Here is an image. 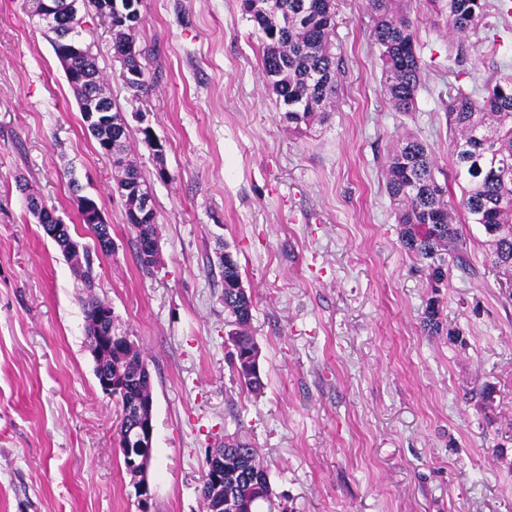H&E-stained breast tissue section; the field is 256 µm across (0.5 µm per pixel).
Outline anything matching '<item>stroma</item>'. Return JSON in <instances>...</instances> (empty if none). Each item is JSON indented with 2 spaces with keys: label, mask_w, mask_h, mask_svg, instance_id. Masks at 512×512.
<instances>
[{
  "label": "stroma",
  "mask_w": 512,
  "mask_h": 512,
  "mask_svg": "<svg viewBox=\"0 0 512 512\" xmlns=\"http://www.w3.org/2000/svg\"><path fill=\"white\" fill-rule=\"evenodd\" d=\"M411 2L425 67L415 111H396L382 88L366 0H334L335 107L299 131L266 86L240 0H142L130 32L139 91L108 22L85 12L81 41L153 193L161 258L147 270L119 173L49 34L30 0H0V512H140L120 411L87 348L81 279L30 215V192L81 243L113 334L151 374L150 512H205V459L233 435L257 449L285 512H512V271L488 261L480 225L460 224L468 267H449L444 331L427 335V272L405 252L384 186L388 152L411 133L457 206L448 95L512 74V16L487 0L460 62L444 20ZM80 194L110 224V253L80 222ZM227 251L255 303L257 397L227 361Z\"/></svg>",
  "instance_id": "stroma-1"
}]
</instances>
